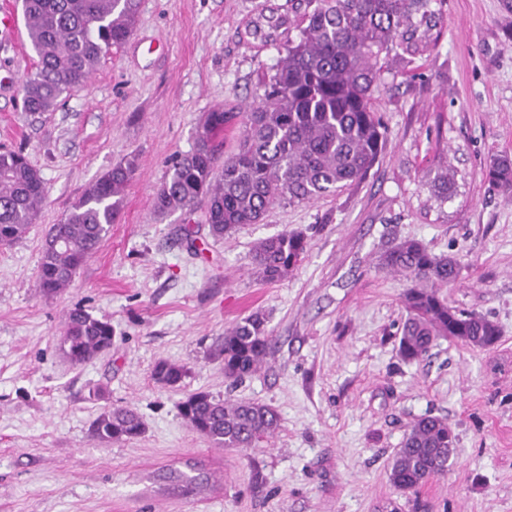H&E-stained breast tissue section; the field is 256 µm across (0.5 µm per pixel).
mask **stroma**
<instances>
[{
	"mask_svg": "<svg viewBox=\"0 0 512 512\" xmlns=\"http://www.w3.org/2000/svg\"><path fill=\"white\" fill-rule=\"evenodd\" d=\"M304 0H140L133 35L55 111L23 110L0 88V152L23 150L48 188L21 240L0 245V512H512V193L486 170L512 156V0H445L437 48L415 76L391 70L372 100L387 130L360 183L273 207L217 239L203 205L159 218L156 189L189 152L204 113L257 101L285 54ZM137 166L112 230L61 293L36 287L42 246L85 189L128 156ZM454 170L448 202L432 197ZM304 232V259L267 283L251 265L261 239ZM414 238L456 257L452 306L501 332L490 349L438 341L397 352L409 279L380 269ZM109 320V352L75 367L60 351L75 306ZM262 313L273 338L233 384L212 352ZM185 366L175 388L154 365ZM206 391L271 405L280 427L247 450L195 433L177 405ZM135 408L145 432L102 443L92 421ZM447 418L448 472L405 494L388 464L409 427Z\"/></svg>",
	"mask_w": 512,
	"mask_h": 512,
	"instance_id": "35a3bbf8",
	"label": "stroma"
}]
</instances>
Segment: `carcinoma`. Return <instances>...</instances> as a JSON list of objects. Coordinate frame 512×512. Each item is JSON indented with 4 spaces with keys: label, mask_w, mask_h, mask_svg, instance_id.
<instances>
[{
    "label": "carcinoma",
    "mask_w": 512,
    "mask_h": 512,
    "mask_svg": "<svg viewBox=\"0 0 512 512\" xmlns=\"http://www.w3.org/2000/svg\"><path fill=\"white\" fill-rule=\"evenodd\" d=\"M443 0H308L312 9L297 24L286 55L263 95L242 112L217 109L204 115L191 151L172 163L153 199L154 213L166 216L206 202L212 236L222 238L259 223L282 203L333 195L363 180L387 144V132L371 100L384 83V65L394 58L407 66L438 44ZM139 0H21L28 41L38 58L21 92L25 111L54 110L60 97L83 86L111 47L133 33ZM239 128L236 148L221 152L216 136ZM135 160L125 159L92 183L65 220L45 239L37 288L54 295L66 288L98 250L119 215ZM487 177L512 190V158L493 159ZM454 185L444 169L433 181L445 202ZM47 188L22 151L0 152V244L22 239L36 220ZM307 237L285 231L257 243L255 274L280 281L301 261ZM378 267L407 275L402 294L406 317L398 352L407 362L424 358L440 339L490 349L500 338L496 323L462 312L440 295L460 272L453 256H437L416 239L400 240L378 259ZM112 325L81 307L65 317L60 349L74 366L112 348ZM271 346L266 319L253 314L224 333L214 358L234 383L263 365ZM187 369L168 361L152 370L156 383L177 387ZM179 414L196 433L224 448H253L280 426L277 411L252 400H224L208 392L188 395ZM145 431L138 411L120 407L101 412L92 436L101 442L137 438ZM456 435L448 419L425 416L404 436L389 464L395 488L413 491L448 471Z\"/></svg>",
    "instance_id": "obj_1"
}]
</instances>
